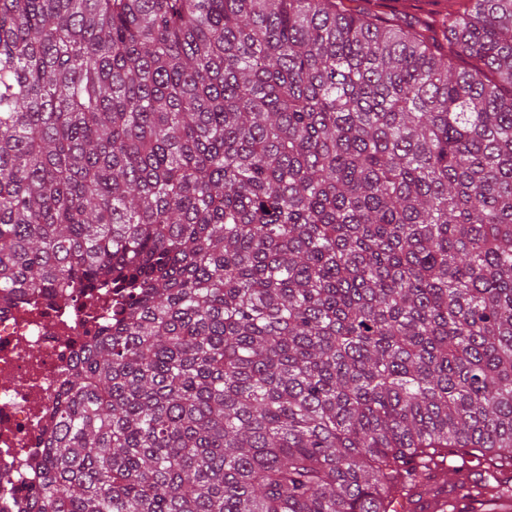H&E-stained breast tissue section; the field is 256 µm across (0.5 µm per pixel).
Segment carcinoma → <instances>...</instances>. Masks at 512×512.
Masks as SVG:
<instances>
[{
  "label": "carcinoma",
  "instance_id": "1",
  "mask_svg": "<svg viewBox=\"0 0 512 512\" xmlns=\"http://www.w3.org/2000/svg\"><path fill=\"white\" fill-rule=\"evenodd\" d=\"M0 0V302L105 299L32 512H389L512 459V0Z\"/></svg>",
  "mask_w": 512,
  "mask_h": 512
}]
</instances>
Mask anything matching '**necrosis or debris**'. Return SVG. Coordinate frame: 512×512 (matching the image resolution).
Segmentation results:
<instances>
[{"label":"necrosis or debris","mask_w":512,"mask_h":512,"mask_svg":"<svg viewBox=\"0 0 512 512\" xmlns=\"http://www.w3.org/2000/svg\"><path fill=\"white\" fill-rule=\"evenodd\" d=\"M97 303L34 294L0 305V512H26L39 484L48 417L97 321Z\"/></svg>","instance_id":"4bbe7bcc"}]
</instances>
